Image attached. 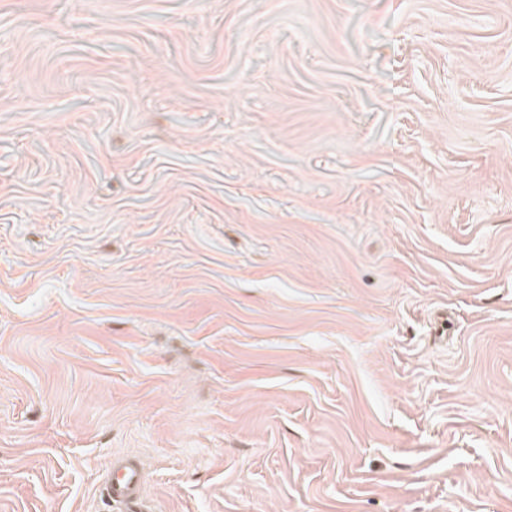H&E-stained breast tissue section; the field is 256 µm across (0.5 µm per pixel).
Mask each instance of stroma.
<instances>
[{
	"label": "stroma",
	"mask_w": 512,
	"mask_h": 512,
	"mask_svg": "<svg viewBox=\"0 0 512 512\" xmlns=\"http://www.w3.org/2000/svg\"><path fill=\"white\" fill-rule=\"evenodd\" d=\"M512 512V0H0V512ZM146 473L135 458L122 457L114 460L104 482V495L112 510L141 512L142 493Z\"/></svg>",
	"instance_id": "1"
}]
</instances>
